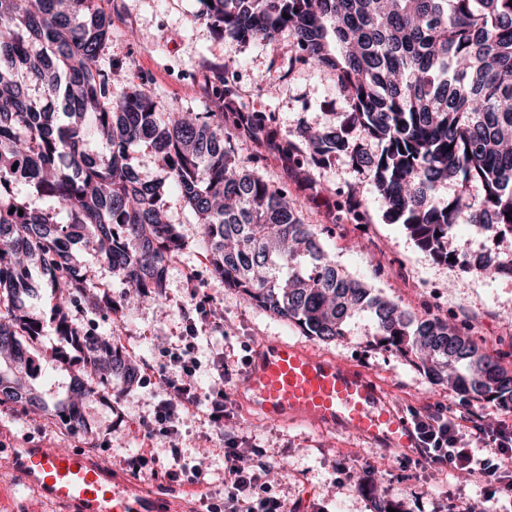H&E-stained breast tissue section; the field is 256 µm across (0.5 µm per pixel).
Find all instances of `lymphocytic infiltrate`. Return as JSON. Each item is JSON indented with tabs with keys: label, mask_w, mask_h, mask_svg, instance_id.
<instances>
[{
	"label": "lymphocytic infiltrate",
	"mask_w": 512,
	"mask_h": 512,
	"mask_svg": "<svg viewBox=\"0 0 512 512\" xmlns=\"http://www.w3.org/2000/svg\"><path fill=\"white\" fill-rule=\"evenodd\" d=\"M204 342L195 333L184 336L179 347L167 350L168 365L157 373L164 399L157 406L155 419L162 422L170 441L163 451L139 448L125 462L136 474L150 477L166 475L169 480L195 482L205 468V459H191L173 436L185 415L204 411L208 421L229 425L233 416L224 410L223 395L202 394L198 383L197 354ZM415 430L422 444L420 453L430 467L465 472L474 480L501 496L500 512L512 506V473L505 465L512 458V426H486L472 414L457 415L444 411L416 413ZM216 454L224 460V512H287L284 501L273 493L270 476L278 462L264 449L239 448L234 437ZM484 446L475 454L473 443Z\"/></svg>",
	"instance_id": "lymphocytic-infiltrate-1"
}]
</instances>
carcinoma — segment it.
<instances>
[{"label":"carcinoma","instance_id":"1","mask_svg":"<svg viewBox=\"0 0 512 512\" xmlns=\"http://www.w3.org/2000/svg\"><path fill=\"white\" fill-rule=\"evenodd\" d=\"M201 2L198 19L218 35L270 42L287 31L292 58L335 70L350 88V111L301 130L307 162L344 157L365 172L385 221L403 225L433 261L512 271L511 255L452 246L462 220L478 235L512 240V0ZM111 35L99 0H0V406L47 410L79 427L80 404L96 394L73 376L63 397L47 399L33 386L35 353L19 346L22 336L43 335L21 300L22 259L46 279L56 335L78 345L73 303L110 314L163 298L167 262L184 246L163 201L167 183L199 224L214 277L256 307L322 341L349 335L362 314L377 346L414 357L432 379L454 368L455 386L473 398L512 401V375L471 338L342 273L288 187L267 183L237 154L224 113L184 112L147 87L115 92L124 74L98 65ZM33 86L60 104L63 120L33 98ZM91 134L99 161L86 151ZM139 143L153 150L163 179L133 170ZM19 181L54 200L69 223L11 192ZM458 183L480 195L435 196ZM92 240L123 284L117 300L89 296L81 251ZM88 357L108 371L107 385L135 377L110 337H97Z\"/></svg>","mask_w":512,"mask_h":512}]
</instances>
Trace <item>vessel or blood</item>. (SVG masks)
Here are the masks:
<instances>
[{"mask_svg": "<svg viewBox=\"0 0 512 512\" xmlns=\"http://www.w3.org/2000/svg\"><path fill=\"white\" fill-rule=\"evenodd\" d=\"M237 393L271 421L337 429L405 455L419 447L412 423L371 377L280 338L257 346ZM8 460L24 484L62 512H168L156 488L73 448L27 443L9 449Z\"/></svg>", "mask_w": 512, "mask_h": 512, "instance_id": "obj_1", "label": "vessel or blood"}]
</instances>
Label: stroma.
<instances>
[{"label": "stroma", "instance_id": "35a3bbf8", "mask_svg": "<svg viewBox=\"0 0 512 512\" xmlns=\"http://www.w3.org/2000/svg\"><path fill=\"white\" fill-rule=\"evenodd\" d=\"M112 37L103 48L102 68L120 65L127 88L147 84L166 104L185 110L266 112L269 128L237 129L234 144L241 157L254 158L269 182L287 185L308 224L324 232L326 248L338 267L417 315L448 321L467 332L512 373V279L487 278L434 262L402 225L387 223L372 183L345 160L301 166L282 153L284 141H298L301 127L322 125L328 113L349 109L348 92L332 70L293 65L285 45L235 43L197 20L198 0H111ZM221 68L238 78V91L226 100L212 97L209 77ZM168 214L187 247L168 265L165 295L119 314L103 317L102 336H122L142 358L162 367L161 351L185 333L182 313L189 301L187 278L200 294L210 295L213 319L197 324L210 344L202 357L199 385L212 392L213 356L244 367L256 346L270 336L304 340L317 352L335 357L375 378L405 415L426 408L472 411L489 422L512 425V406L467 399L456 388L434 382L401 353L369 346L367 319L354 321L348 336L332 342L302 336L300 329L249 304L237 291L211 276L197 247L199 226L174 187H167ZM163 394L148 379L133 385L113 381L110 399L84 407L95 448L124 467L130 449L150 443L160 449L168 439L152 435L153 409ZM224 404L234 414V435L242 448H264L282 460L283 471L271 484L289 512H376L379 501L395 512H483L486 493L463 473L439 471L403 462L400 455L359 441L341 431L286 426L258 417L224 388ZM56 424L44 413L0 407V448L19 441L57 443ZM178 439L189 452L220 448L222 431L204 415L186 416Z\"/></svg>", "mask_w": 512, "mask_h": 512}]
</instances>
